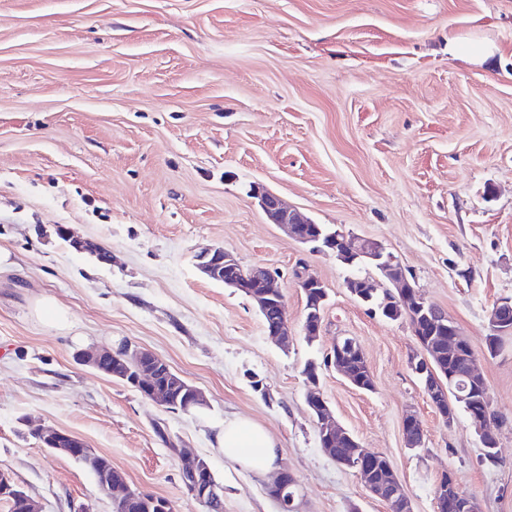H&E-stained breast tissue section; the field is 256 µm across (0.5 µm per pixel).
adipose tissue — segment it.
Returning <instances> with one entry per match:
<instances>
[{
    "label": "adipose tissue",
    "instance_id": "obj_1",
    "mask_svg": "<svg viewBox=\"0 0 512 512\" xmlns=\"http://www.w3.org/2000/svg\"><path fill=\"white\" fill-rule=\"evenodd\" d=\"M215 441L225 458L258 475L270 471L279 457L272 435L247 419L225 420L216 428Z\"/></svg>",
    "mask_w": 512,
    "mask_h": 512
}]
</instances>
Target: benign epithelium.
<instances>
[{
	"mask_svg": "<svg viewBox=\"0 0 512 512\" xmlns=\"http://www.w3.org/2000/svg\"><path fill=\"white\" fill-rule=\"evenodd\" d=\"M260 206L271 221L284 232L287 238L313 250L332 253L339 261L351 258H366L375 265L380 273L389 281L392 288L386 290L385 300L388 306L384 313L391 320H405L411 329L417 328L421 322L425 326L448 334V345L460 350L469 351L471 347L461 337L456 323L440 308L429 304L415 284L406 274L402 266L384 252L383 247L375 241L358 242L344 232L321 236L313 231L315 224L301 214L288 209L273 193L260 196ZM197 268L208 279L234 288L250 298L258 310L267 311L270 307L278 309V317L265 327L281 346L288 347V311L283 294L272 287V272L263 266L245 268L237 257L221 247L204 248L196 255ZM299 287L307 297L308 307L313 312L308 315L303 325L305 336L314 338L321 329L320 303L326 299L321 280L306 275L300 278ZM349 293L363 303L370 302L375 296L373 281L361 278L346 282ZM490 337L512 335V296L500 299L489 316ZM442 349L441 337L431 336L422 345L420 352L410 359V367L418 376L422 387L433 406L439 410L443 419L451 423L455 418L452 401L475 400L484 405L489 401L488 389L484 377L471 364L461 377L448 374L443 381L436 373L433 363ZM363 355L360 347L349 338L336 340L327 358L328 365L336 368V373L350 384L370 389L373 387L370 373L362 375L351 370V355ZM80 364L88 366L103 376L118 379L139 390L155 404L168 411L188 412L193 409L202 410L208 403L202 392L188 384L174 373L169 365L151 352L140 349L131 350L125 347L120 350L107 348H90L77 354ZM318 379H309V390L306 401L312 406L320 407L317 412L319 434L325 443L334 445L349 444L354 448V463L341 460L339 464L360 474L365 480L367 491L375 498L384 501L389 512H412L409 496L395 474L390 463L382 467L375 465L377 454L361 448L351 433L343 430L331 418L330 409L320 390L317 389ZM481 445L491 450L490 456L497 452V436L484 415H476L470 420ZM405 444L408 448L423 447L424 430L420 420L408 413L402 421ZM41 446L48 451L64 455L83 463L97 473L101 493L116 502L127 500L136 495L127 479L112 476L116 468L112 460L93 451L79 437L51 427L38 429ZM179 463V475L187 491L200 503L208 505L224 497V487L215 480L210 463L201 456L189 453L181 448L175 449ZM272 487L279 489L281 496L275 498L279 512H296L294 502L296 496V480L283 467L280 469ZM0 502L11 507L12 512H37L32 499L21 489L13 478L0 471ZM436 512H481L478 503L461 492L451 475L440 480L436 490Z\"/></svg>",
	"mask_w": 512,
	"mask_h": 512,
	"instance_id": "1",
	"label": "benign epithelium"
}]
</instances>
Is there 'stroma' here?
I'll list each match as a JSON object with an SVG mask.
<instances>
[{"mask_svg": "<svg viewBox=\"0 0 512 512\" xmlns=\"http://www.w3.org/2000/svg\"><path fill=\"white\" fill-rule=\"evenodd\" d=\"M477 41L491 57H470ZM254 186L378 242L457 324L500 423L497 463L464 412L448 424L429 402L409 324L353 299L351 269L287 239ZM209 246L272 271L288 349L246 296L197 271ZM0 251V470L40 512L112 502L80 463L40 446L34 423L80 436L174 512L206 509L171 442L211 462L224 512H279L271 477L214 444L234 416L276 440L297 512H387L320 449L310 362L337 421L387 458L413 512H435L446 474L482 512H512V335L486 351L490 312L512 296V0H0ZM305 274L327 291L312 341ZM340 337L361 347L372 390L325 365ZM124 345L166 361L208 408L166 411L75 359ZM410 410L425 433L416 449ZM402 428L406 447H423L424 430L420 420L414 414L408 413L405 415L402 421Z\"/></svg>", "mask_w": 512, "mask_h": 512, "instance_id": "35a3bbf8", "label": "stroma"}]
</instances>
